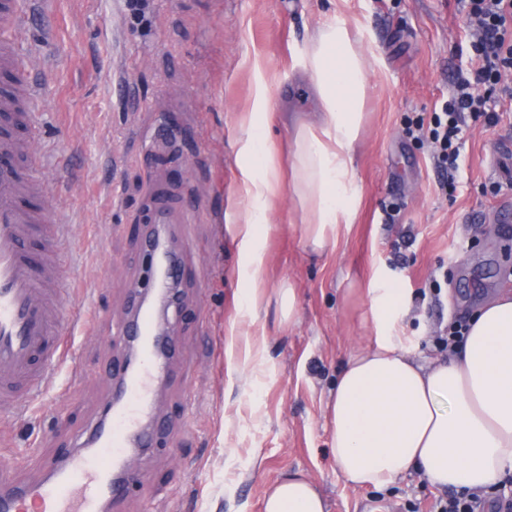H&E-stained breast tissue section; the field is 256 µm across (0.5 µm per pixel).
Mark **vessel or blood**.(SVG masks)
Listing matches in <instances>:
<instances>
[{
  "label": "vessel or blood",
  "mask_w": 512,
  "mask_h": 512,
  "mask_svg": "<svg viewBox=\"0 0 512 512\" xmlns=\"http://www.w3.org/2000/svg\"><path fill=\"white\" fill-rule=\"evenodd\" d=\"M46 9L45 0H0V406L20 415L49 389L68 356L66 336L87 326L83 312L63 314L54 303L58 286L73 260L67 222L39 206L44 195L40 171L56 160L52 152L33 156L28 140L44 115L46 92L29 69L38 49L21 31L29 17ZM155 310L137 305L127 340L140 346L134 372L118 369L120 389L112 400L108 427L93 425L85 439L36 485H24L0 463V512H103L140 475L128 466L131 456L152 445L139 424L149 408L154 382L170 366L155 354Z\"/></svg>",
  "instance_id": "obj_1"
}]
</instances>
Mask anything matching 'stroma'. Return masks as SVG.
Wrapping results in <instances>:
<instances>
[{"label":"stroma","instance_id":"stroma-1","mask_svg":"<svg viewBox=\"0 0 512 512\" xmlns=\"http://www.w3.org/2000/svg\"><path fill=\"white\" fill-rule=\"evenodd\" d=\"M461 10L459 0H148L141 11L128 0H51L45 26L29 30L47 87L31 150L57 155L47 207L69 216L76 251L59 306L94 322L35 410L0 418V458L15 480L40 482L111 405L112 369L126 352L118 330L146 282L139 243L162 214L186 266L181 311L168 317L178 354L155 397L157 445L135 463L142 480L107 512H263L269 489L292 473L316 484L327 512H435L442 491L418 473L383 489L350 483L330 453L328 405L373 334L369 289H400L394 333L422 359L441 356L436 338L454 317L512 289V236L494 221L512 205V183L494 165L499 142L512 139V100L497 99V126L471 125L450 192L430 144L406 132L476 64ZM333 15L369 60L359 215L319 257L281 191L257 227L266 259L254 276L235 230L246 205L240 116L265 88L270 111L286 116L270 132L281 144L288 116L316 111L300 62ZM255 277L264 295L239 317ZM288 284L290 321L276 302Z\"/></svg>","mask_w":512,"mask_h":512}]
</instances>
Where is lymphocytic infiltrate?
Segmentation results:
<instances>
[{"label": "lymphocytic infiltrate", "instance_id": "obj_1", "mask_svg": "<svg viewBox=\"0 0 512 512\" xmlns=\"http://www.w3.org/2000/svg\"><path fill=\"white\" fill-rule=\"evenodd\" d=\"M466 6L478 26L473 47L479 64L458 74L453 93L427 129L435 164L447 183L455 181L460 169L470 122L497 125L499 115L490 105L493 95L512 98V0H466ZM479 85L484 94L476 93Z\"/></svg>", "mask_w": 512, "mask_h": 512}]
</instances>
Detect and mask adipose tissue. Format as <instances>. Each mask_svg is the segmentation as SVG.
<instances>
[{"label":"adipose tissue","instance_id":"adipose-tissue-1","mask_svg":"<svg viewBox=\"0 0 512 512\" xmlns=\"http://www.w3.org/2000/svg\"><path fill=\"white\" fill-rule=\"evenodd\" d=\"M368 61L346 22L332 18L307 40L302 69L319 112L297 121L291 138V178L281 183L279 151L269 132L279 115L265 96L246 113L240 153L247 206L237 226L243 263L259 272L265 246L256 232L281 189L302 214L305 242L316 253L356 218L355 144L366 96ZM375 335L348 361L329 405L331 454L349 482L377 488L416 471L431 485L488 491L512 475V294L477 308L448 357L419 361L391 329L402 314L400 289L370 299ZM313 482L300 474L280 480L264 512H325Z\"/></svg>","mask_w":512,"mask_h":512}]
</instances>
